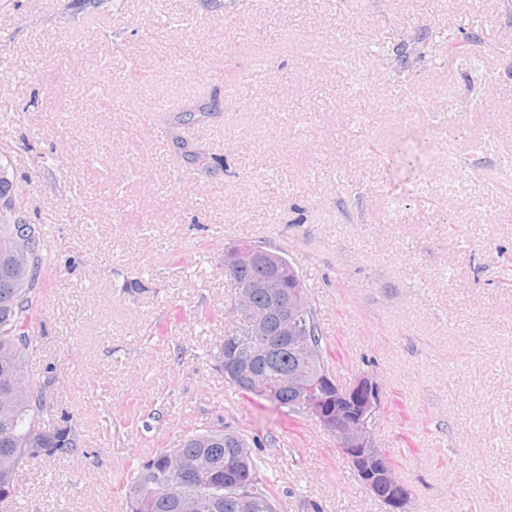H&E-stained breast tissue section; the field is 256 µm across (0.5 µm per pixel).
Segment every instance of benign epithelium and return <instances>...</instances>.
<instances>
[{
	"label": "benign epithelium",
	"mask_w": 512,
	"mask_h": 512,
	"mask_svg": "<svg viewBox=\"0 0 512 512\" xmlns=\"http://www.w3.org/2000/svg\"><path fill=\"white\" fill-rule=\"evenodd\" d=\"M224 272L236 288L231 319L236 335L224 358V377L234 382L250 381L251 390L264 392L266 386L255 381V375L260 370L259 359L271 348L269 332L267 325L249 318L248 311L255 295H265L277 335L298 345L309 334L304 296L298 289H284L275 254L261 247L225 249ZM308 381V371L302 367L288 374L280 386L288 388L293 400L303 403L308 415L336 438L343 458L367 476L371 493L388 497L389 512H410L411 492L388 487L389 465L375 448L373 427L381 408V389L374 377L361 374L351 386L343 387L324 375L318 379L322 390L318 395Z\"/></svg>",
	"instance_id": "1"
}]
</instances>
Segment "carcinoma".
Instances as JSON below:
<instances>
[{"mask_svg": "<svg viewBox=\"0 0 512 512\" xmlns=\"http://www.w3.org/2000/svg\"><path fill=\"white\" fill-rule=\"evenodd\" d=\"M471 37L437 32L418 40L400 42L390 48L404 60L422 58L437 51L467 56L472 51ZM393 163L411 171L418 163L416 150L400 147ZM22 214L19 191L0 166V501L16 493L19 470L24 460L41 456L68 454L80 447L81 435L72 424L59 425L49 418L50 409L42 388L33 385L27 365L38 349V337L32 330L37 310L48 246L41 227L31 225L32 239L14 240L13 221ZM309 342L296 348H284L265 366L268 377L284 374L305 360L315 375L329 371L323 333L313 303H308ZM288 415L303 416L305 410L292 404L284 389L263 395ZM247 448L242 434L224 426H204L185 436L181 447L158 449L139 467L127 492L129 512H237L233 499L234 482L239 469L233 463V448ZM200 457L212 460V469L196 479L185 477ZM247 478L252 494L248 512H280L276 491L260 470L252 454Z\"/></svg>", "mask_w": 512, "mask_h": 512, "instance_id": "cac0c4a2", "label": "carcinoma"}]
</instances>
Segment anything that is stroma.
Listing matches in <instances>:
<instances>
[{
    "mask_svg": "<svg viewBox=\"0 0 512 512\" xmlns=\"http://www.w3.org/2000/svg\"><path fill=\"white\" fill-rule=\"evenodd\" d=\"M442 30L473 55L380 51ZM0 153L51 253L27 373L82 435L0 512H126L216 424L282 512H382L335 437L225 382L238 242L298 268L341 385L376 377L413 512H512V0H0Z\"/></svg>",
    "mask_w": 512,
    "mask_h": 512,
    "instance_id": "1",
    "label": "stroma"
}]
</instances>
